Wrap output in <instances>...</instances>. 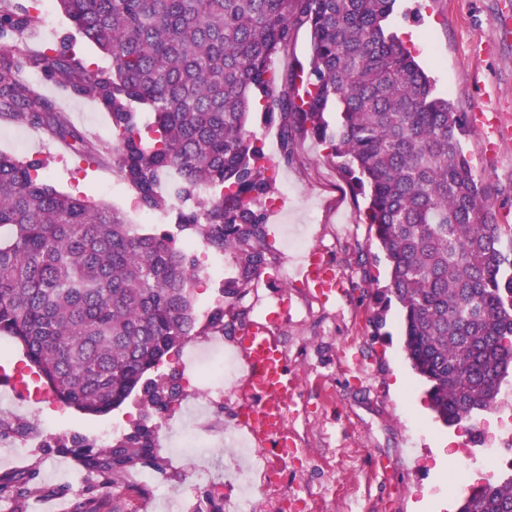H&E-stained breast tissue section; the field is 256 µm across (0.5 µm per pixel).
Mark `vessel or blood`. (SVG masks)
Instances as JSON below:
<instances>
[{
  "label": "vessel or blood",
  "instance_id": "b4317fda",
  "mask_svg": "<svg viewBox=\"0 0 512 512\" xmlns=\"http://www.w3.org/2000/svg\"><path fill=\"white\" fill-rule=\"evenodd\" d=\"M469 120L486 128L488 148H496L512 135L487 111H474ZM302 275L306 281L314 283L322 299L335 295V269L321 254L314 252L308 256ZM235 345L242 366L239 423L255 447H283L287 443L284 410L298 393V381L289 374L285 355L265 324H252L236 337Z\"/></svg>",
  "mask_w": 512,
  "mask_h": 512
}]
</instances>
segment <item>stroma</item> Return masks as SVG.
Masks as SVG:
<instances>
[{"mask_svg":"<svg viewBox=\"0 0 512 512\" xmlns=\"http://www.w3.org/2000/svg\"><path fill=\"white\" fill-rule=\"evenodd\" d=\"M413 3L421 12L416 25L402 17ZM504 16L512 18V0H398L393 21L415 40L437 94L456 111L483 108L512 124V44L495 40ZM60 105L89 139L103 141L111 122L94 102L70 97ZM251 127L265 153L269 195L263 205L278 261L250 288L246 303L251 320L277 336L288 370L300 383L288 405L294 442L278 451L283 476L257 494V512H456L462 489L497 480L507 468H475L461 477L445 464L448 453L468 445L470 434L465 426L448 428L435 419L426 385L403 354L399 306H391L383 335H375L369 280H386L387 269L366 264L376 244L363 220V202L325 146L304 138L296 160L286 165L276 129L257 117ZM46 140L30 127L0 122V152L22 160L49 158L42 175L57 190L118 208L132 223L146 222L132 191L118 183L110 158L96 162L47 146ZM462 141L498 223L512 225V139L488 151L483 129L471 124ZM314 250L334 264L343 285L326 303L298 273ZM201 410L211 430L202 436L203 447L191 450L183 447L182 433ZM237 412L235 386H227L223 404L212 407L199 386L184 387L161 420L158 448L166 471L140 501L141 512H194L201 492L214 485L230 501L244 494L237 478L242 467L235 444L242 434ZM194 456L208 471L199 480L189 475ZM33 465L44 490L30 498L28 508L58 502L71 512L85 481L74 458L42 446L21 456L0 445V474ZM60 485L69 486L68 496L52 495Z\"/></svg>","mask_w":512,"mask_h":512,"instance_id":"stroma-1","label":"stroma"}]
</instances>
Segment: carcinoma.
Masks as SVG:
<instances>
[{"label":"carcinoma","mask_w":512,"mask_h":512,"mask_svg":"<svg viewBox=\"0 0 512 512\" xmlns=\"http://www.w3.org/2000/svg\"><path fill=\"white\" fill-rule=\"evenodd\" d=\"M29 0H0V121L35 127L112 169L151 213L169 200L177 230L231 259L224 302L199 325V266L168 231L58 191L47 160L0 153V335L53 396L101 416L137 395L141 419L98 447L73 435L47 447L86 472L75 512L123 487L133 468H160L159 424L182 395L180 374L157 373L192 336H234L250 323L248 288L277 262L262 201L264 152L249 129L255 106L277 124L280 158L311 137L353 193L388 266L374 324L397 303L403 350L447 426L496 408L512 370V225L497 223L466 159L467 118L434 93L412 48L391 29L396 0H55L112 66L91 69L69 36L35 55L17 43L43 22ZM308 66L281 78L272 59L296 33ZM41 71L70 96L96 102L116 142H92L21 80ZM152 120L141 122L135 106ZM40 470L0 475V499L23 512ZM457 512H512V473L470 488Z\"/></svg>","instance_id":"obj_1"}]
</instances>
